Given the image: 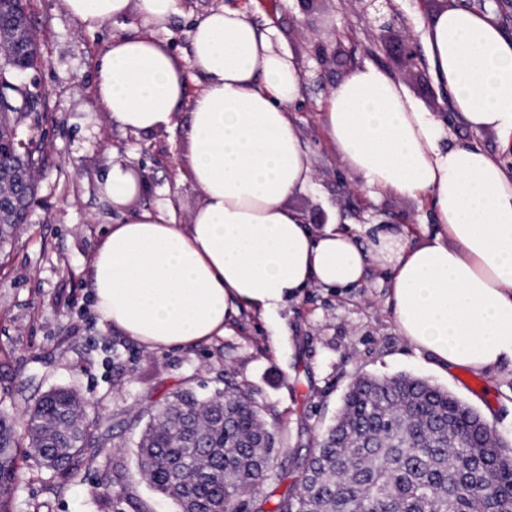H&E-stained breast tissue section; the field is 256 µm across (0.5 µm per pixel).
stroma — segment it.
Returning a JSON list of instances; mask_svg holds the SVG:
<instances>
[{
  "label": "stroma",
  "instance_id": "obj_1",
  "mask_svg": "<svg viewBox=\"0 0 512 512\" xmlns=\"http://www.w3.org/2000/svg\"><path fill=\"white\" fill-rule=\"evenodd\" d=\"M466 1L512 35V0H394L400 21L386 28L377 26L364 0H283L272 16L250 0H181L179 15L160 37L185 57L197 18L228 4L275 26L300 68L303 92L290 111L312 169L311 188L288 197L287 206L315 226L339 213L362 241L404 235L417 244L436 226L429 203L398 193L371 195L328 140L320 112L348 72L369 62L398 80L418 111L441 120L443 145L478 140L512 170V151L502 150L496 132L476 137L458 120L428 62L410 67L403 59L407 38L422 41L431 18ZM29 14L43 62L26 79L38 86L46 109L37 126L22 116L19 130L40 143L42 164L29 220L12 248L0 254V412L24 423L28 406L44 392L68 388L83 398L89 420L106 439L69 482L27 459L15 512H178L177 503L140 474V431L150 408L168 393L191 391L203 398L223 388L228 375L263 408L282 448L263 483L266 493L278 488L291 454L313 447L333 423L360 374L427 378L474 408L512 444V365L492 374L448 372L415 351L395 331L388 273L376 266L360 287L307 289L268 320L240 313L228 333L195 347L150 351L103 330L87 269L109 225L123 218L100 192L112 164L129 165L142 177L132 208L169 204L177 223L187 224L202 197L187 178L183 124L136 136L95 107V58L119 27L86 31L61 0H29ZM321 41L331 49L324 63L315 56ZM102 486L110 501L105 510L96 496Z\"/></svg>",
  "mask_w": 512,
  "mask_h": 512
}]
</instances>
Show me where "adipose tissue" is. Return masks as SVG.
<instances>
[{
  "label": "adipose tissue",
  "instance_id": "adipose-tissue-1",
  "mask_svg": "<svg viewBox=\"0 0 512 512\" xmlns=\"http://www.w3.org/2000/svg\"><path fill=\"white\" fill-rule=\"evenodd\" d=\"M88 31L113 37L95 62V102L136 135L170 127L187 107L188 177L203 195L191 223L173 210L129 211L141 185L113 164L101 190L124 211L87 273L104 328L155 350L224 335L232 315L275 312L304 289L347 288L371 264L388 271L396 332L444 369L493 373L512 363V173L472 141L441 147L442 123L417 111L380 67H354L321 121L346 167L371 192L426 198L439 229L359 241L337 222L308 226L286 206L311 180L289 106L298 68L273 27L224 6L202 15L178 60L154 35L179 0H61ZM428 62L451 108L476 134L493 129L512 149V36L489 17L453 7L425 30ZM203 87L186 95V72Z\"/></svg>",
  "mask_w": 512,
  "mask_h": 512
}]
</instances>
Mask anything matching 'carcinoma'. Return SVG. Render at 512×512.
I'll return each mask as SVG.
<instances>
[{
  "label": "carcinoma",
  "mask_w": 512,
  "mask_h": 512,
  "mask_svg": "<svg viewBox=\"0 0 512 512\" xmlns=\"http://www.w3.org/2000/svg\"><path fill=\"white\" fill-rule=\"evenodd\" d=\"M29 19L26 0H0V78L19 62L40 64L39 48L12 57L15 21ZM21 97L0 84V181L40 163L33 140L11 118ZM26 454L57 477L73 480L100 436L84 401L56 388L25 414ZM0 512H14L19 475L15 421L0 415ZM281 452L253 402L229 377L211 397L176 392L149 412L137 442L141 473L179 512H512V448L467 404L427 380L363 375L346 392L335 423L307 453L288 488L258 503L267 472Z\"/></svg>",
  "instance_id": "cac0c4a2"
}]
</instances>
